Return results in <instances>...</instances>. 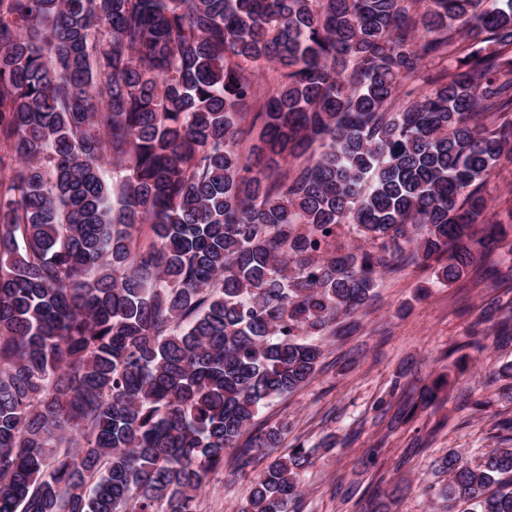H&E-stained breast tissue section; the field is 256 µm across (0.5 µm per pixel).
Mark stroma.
I'll return each mask as SVG.
<instances>
[{
  "label": "stroma",
  "instance_id": "1",
  "mask_svg": "<svg viewBox=\"0 0 512 512\" xmlns=\"http://www.w3.org/2000/svg\"><path fill=\"white\" fill-rule=\"evenodd\" d=\"M480 265L450 285L416 263L383 276L355 317L356 331L324 339L322 370L262 409L259 426L289 425L280 453L298 440L314 450L300 476L299 512H434L429 488L442 479L438 459L455 452L467 460L499 447L505 433L496 422L512 417V399L496 375L512 362V344L496 345L485 333L484 350L469 351L463 367L449 353L468 341L495 295L512 287V255L497 252ZM440 376L448 386L439 401L390 427L403 400ZM416 438L428 448L403 460ZM256 474L225 462L208 474L198 512H241Z\"/></svg>",
  "mask_w": 512,
  "mask_h": 512
}]
</instances>
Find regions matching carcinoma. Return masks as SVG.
Returning a JSON list of instances; mask_svg holds the SVG:
<instances>
[{"mask_svg":"<svg viewBox=\"0 0 512 512\" xmlns=\"http://www.w3.org/2000/svg\"><path fill=\"white\" fill-rule=\"evenodd\" d=\"M0 142V512H196L406 247L442 283L512 252L482 193L512 163V0H0ZM508 441L442 459V512H512ZM310 463L275 457L243 512H291Z\"/></svg>","mask_w":512,"mask_h":512,"instance_id":"carcinoma-1","label":"carcinoma"}]
</instances>
